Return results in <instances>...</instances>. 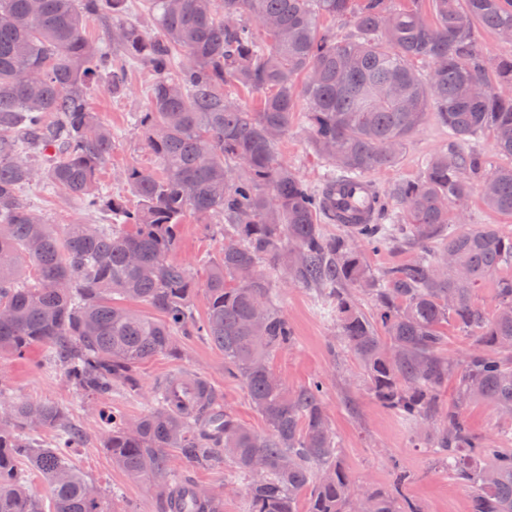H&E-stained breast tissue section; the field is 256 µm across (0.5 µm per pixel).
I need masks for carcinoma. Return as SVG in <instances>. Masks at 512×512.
<instances>
[{
    "mask_svg": "<svg viewBox=\"0 0 512 512\" xmlns=\"http://www.w3.org/2000/svg\"><path fill=\"white\" fill-rule=\"evenodd\" d=\"M129 0H0V353L43 348L75 390L102 396L139 388L140 365L178 353L177 337L206 336L242 382L267 430L257 433L205 380L181 373L158 386L133 421L98 412L112 463L135 478L164 480L161 512H223L169 465L175 448L209 467L230 463L245 480L246 512H356L355 482L314 379L294 391L271 371L294 344L277 306V284L311 288L331 302L340 339L358 359L367 390L424 431L448 472L473 489L472 512H512V448L474 433L464 411L485 402L512 420V233L466 225L472 192L512 215V163L492 168L470 145L484 132L512 160V56L487 63L472 24L512 32V0H143L149 33L125 19ZM112 17L108 42L85 35L91 17ZM351 23L337 38L320 20ZM154 75L147 108L134 115L154 170L121 173L136 203L106 191L101 173L112 130L87 104L105 82L127 92L118 59ZM260 94L250 107L228 94ZM325 160L321 188L276 155L294 115ZM451 148L422 175L377 191L367 224L329 235L321 219L342 180H365L395 164L429 114ZM47 187L106 224H46L22 198ZM224 244L199 285L171 258L187 214ZM408 243L413 260L377 275L365 248ZM492 283L488 309L476 292ZM203 293L205 313L195 316ZM373 306L365 313L357 295ZM139 300L151 317L121 305ZM472 339L460 366L445 355L448 326ZM456 378L441 412L439 389ZM0 412V512H112L67 462L84 442L67 412L42 400ZM52 430L51 443L31 432ZM26 462L49 488L33 496ZM394 466L391 488L366 492L370 512H424Z\"/></svg>",
    "mask_w": 512,
    "mask_h": 512,
    "instance_id": "obj_1",
    "label": "carcinoma"
}]
</instances>
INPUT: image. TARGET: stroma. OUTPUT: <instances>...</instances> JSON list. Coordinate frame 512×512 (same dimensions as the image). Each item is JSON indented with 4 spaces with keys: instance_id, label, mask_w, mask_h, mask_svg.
Returning a JSON list of instances; mask_svg holds the SVG:
<instances>
[{
    "instance_id": "35a3bbf8",
    "label": "stroma",
    "mask_w": 512,
    "mask_h": 512,
    "mask_svg": "<svg viewBox=\"0 0 512 512\" xmlns=\"http://www.w3.org/2000/svg\"><path fill=\"white\" fill-rule=\"evenodd\" d=\"M126 70L125 96H112L99 86L91 89L88 97L91 110L112 129V155L101 182L115 193L125 190L117 177L119 170L129 165H156L154 155L130 119L132 113L146 109L153 76L135 62L127 63ZM447 148V128L435 118H428L396 164L373 174L371 180L385 188L401 179L417 178L423 160ZM276 152L308 184L318 185L324 162L309 146L303 116L295 117ZM23 199L49 224L62 227L103 221L102 216L85 213L66 196L42 187L25 191ZM220 248V239L207 233L201 219L190 214L183 221L172 258L183 263L191 276L201 282L206 275V259L216 255ZM278 305L296 340L293 346L272 356L269 366L292 389L322 379L324 400L342 445V463L352 479L361 486L383 490L389 486L392 467L397 464L413 474L408 492L426 512H470L471 491L448 474L430 449L417 447L416 432L411 426L365 391L359 363L341 344L328 302L313 290L283 285L279 288ZM179 349V355L158 356L140 366L138 391L118 386L103 402L73 389L62 369L46 360L43 350H32L21 358L5 354L0 356V394L11 400H50L66 408L71 424L85 435L83 445L70 453L69 464L111 496L114 512H159V482L134 478L113 465L96 418L100 404L119 408L129 418H139L148 409L153 388L171 374L181 372L207 380L242 425L258 432L266 429L242 383L225 374L223 353L207 337H180ZM170 460L178 474L223 493L224 512H244V486L233 470L223 465L197 467L175 451L171 452Z\"/></svg>"
}]
</instances>
